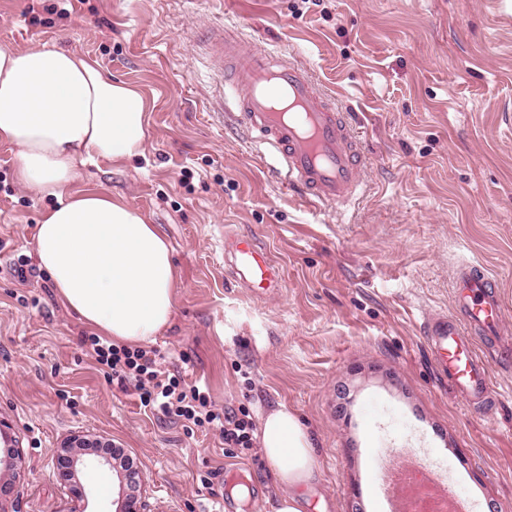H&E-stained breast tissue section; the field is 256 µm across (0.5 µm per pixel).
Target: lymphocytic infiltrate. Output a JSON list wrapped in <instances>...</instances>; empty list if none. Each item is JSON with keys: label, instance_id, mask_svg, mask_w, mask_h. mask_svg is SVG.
Masks as SVG:
<instances>
[{"label": "lymphocytic infiltrate", "instance_id": "obj_1", "mask_svg": "<svg viewBox=\"0 0 512 512\" xmlns=\"http://www.w3.org/2000/svg\"><path fill=\"white\" fill-rule=\"evenodd\" d=\"M105 377L133 388L143 407L183 427H204L218 432L225 447L251 449L255 425L233 411L217 410L210 393L186 383L183 376L166 375L156 367L153 349L115 344L97 336L83 337Z\"/></svg>", "mask_w": 512, "mask_h": 512}]
</instances>
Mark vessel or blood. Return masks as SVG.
I'll return each instance as SVG.
<instances>
[{"mask_svg": "<svg viewBox=\"0 0 512 512\" xmlns=\"http://www.w3.org/2000/svg\"><path fill=\"white\" fill-rule=\"evenodd\" d=\"M219 70L233 73L240 86L237 119L271 146L284 183L309 201L347 207L362 188L363 151L346 114L329 103L312 77L277 55L247 50L225 38L223 29L210 35ZM224 262L233 280L252 293L268 295L280 287V270L248 236H225ZM452 314H435L423 324L436 374L462 396L472 411H487L497 401L480 343L501 339L505 307L483 266L463 263L454 281ZM390 512H416L405 494L414 485L429 496L446 489L414 458L377 472Z\"/></svg>", "mask_w": 512, "mask_h": 512, "instance_id": "1", "label": "vessel or blood"}]
</instances>
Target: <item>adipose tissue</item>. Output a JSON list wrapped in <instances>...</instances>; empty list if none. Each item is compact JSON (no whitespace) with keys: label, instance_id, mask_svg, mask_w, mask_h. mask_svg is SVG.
<instances>
[{"label":"adipose tissue","instance_id":"obj_1","mask_svg":"<svg viewBox=\"0 0 512 512\" xmlns=\"http://www.w3.org/2000/svg\"><path fill=\"white\" fill-rule=\"evenodd\" d=\"M147 127L141 94L89 57L0 48V144L18 148L19 182L56 200L36 226L38 262L67 308L129 345L154 342L171 322L179 279L172 249L137 210L69 186L83 166L143 156ZM259 442L288 490L278 512H300L297 491L316 475L311 434L282 405L265 415Z\"/></svg>","mask_w":512,"mask_h":512}]
</instances>
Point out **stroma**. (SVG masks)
<instances>
[{
	"label": "stroma",
	"instance_id": "1",
	"mask_svg": "<svg viewBox=\"0 0 512 512\" xmlns=\"http://www.w3.org/2000/svg\"><path fill=\"white\" fill-rule=\"evenodd\" d=\"M0 0V48L89 56L149 104L144 157L82 168L100 190L166 235L180 278L154 343L163 371L208 388L217 409L254 423L285 405L309 429L316 479L304 512H382L378 458L414 452L446 465L471 512H512V348H491L500 392L488 412L435 374L423 318L453 312L467 261L495 280L512 332V0ZM220 23L247 49L305 69L367 155L364 193L342 212L287 191L275 159L232 117L202 32ZM0 144V418L22 463L0 512H118L125 471L82 451L73 483L54 471L80 436L132 459L145 512H278L260 447L228 454L107 381L81 342L94 335L36 263L52 204L20 184ZM246 235L282 271L250 295L224 270V235ZM211 486H204V477ZM83 489L74 497L72 486Z\"/></svg>",
	"mask_w": 512,
	"mask_h": 512
}]
</instances>
